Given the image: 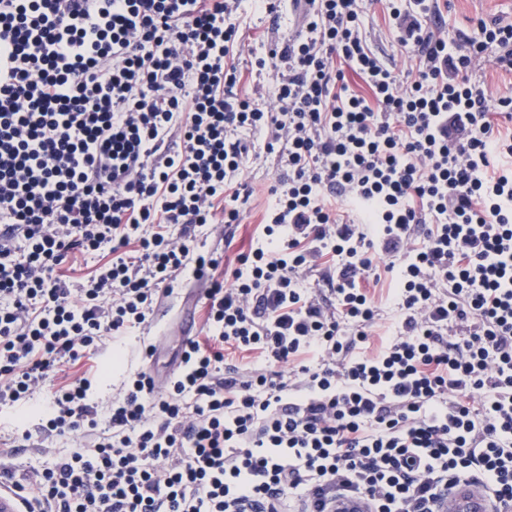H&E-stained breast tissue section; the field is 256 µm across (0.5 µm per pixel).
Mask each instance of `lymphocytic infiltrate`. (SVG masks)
<instances>
[{
    "instance_id": "f902f5d3",
    "label": "lymphocytic infiltrate",
    "mask_w": 512,
    "mask_h": 512,
    "mask_svg": "<svg viewBox=\"0 0 512 512\" xmlns=\"http://www.w3.org/2000/svg\"><path fill=\"white\" fill-rule=\"evenodd\" d=\"M239 7L0 0L1 405L143 326L178 273L221 270L197 230L239 223L255 134L287 170L263 216L274 248L212 281L210 334L166 391L137 373L104 412L88 379L51 391L50 431L95 438L40 471L1 465L0 487L23 512H432L459 481L512 506V136L490 120L512 97L477 74L489 57L512 70V24L468 34L440 0H388L413 61L401 79L367 41L364 0H304L305 37L255 61L276 74L263 107L241 89ZM348 200L362 223L341 220ZM105 247L84 282L55 276ZM382 257L401 321L359 353ZM310 265L326 292L305 286ZM313 348L323 360L287 380Z\"/></svg>"
}]
</instances>
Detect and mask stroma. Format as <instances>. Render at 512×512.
Wrapping results in <instances>:
<instances>
[{"instance_id":"obj_1","label":"stroma","mask_w":512,"mask_h":512,"mask_svg":"<svg viewBox=\"0 0 512 512\" xmlns=\"http://www.w3.org/2000/svg\"><path fill=\"white\" fill-rule=\"evenodd\" d=\"M239 37L244 54L263 55L275 43L290 35L300 32V23L289 8H282L277 13H267L255 8L252 0H243L239 9ZM500 19L512 22V0H448L445 15L447 25L453 29L470 31L476 29L479 21ZM365 28L374 47L394 70L396 75H405L411 66V60L399 45L396 34L391 28L383 0H375L365 19ZM282 172L276 155L260 153L251 160L242 172L240 179L249 198L244 206V213L235 230L232 246L224 244V227L213 224L204 228L199 238L202 251H220L224 254L226 265H234L240 253L261 246L265 242L262 216L273 198L269 187L275 177ZM366 291L374 296L378 303L379 315L367 340L369 350L380 348L382 341L391 336L399 320V312L392 299L393 284L389 277H382L380 284L366 282ZM153 338L146 329L133 330L119 342L104 341L99 347L94 361L83 360L70 366L66 372L51 377L46 388L38 390L31 400L32 411L25 417H18L14 408L0 406V447L21 438L25 446L10 458L9 463L16 469L23 470L39 466L52 460L63 447L83 444V437H56L48 435L42 414L44 399L50 389L74 382L80 378H93L95 365H102L105 377L95 382L92 398L99 406L105 407L121 393L131 373L141 370L143 351L152 343Z\"/></svg>"}]
</instances>
